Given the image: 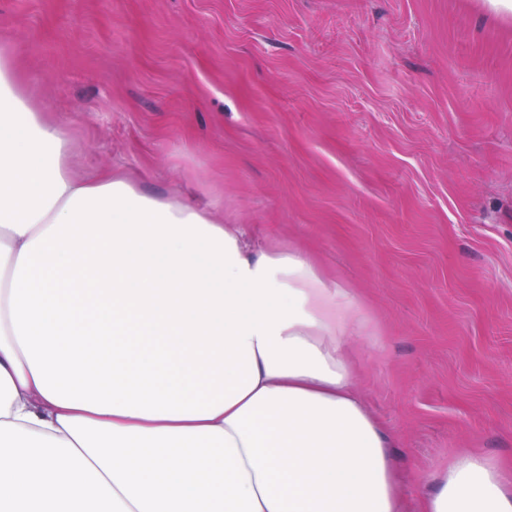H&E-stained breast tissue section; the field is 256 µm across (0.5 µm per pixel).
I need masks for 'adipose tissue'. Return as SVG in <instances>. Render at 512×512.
Masks as SVG:
<instances>
[{
    "label": "adipose tissue",
    "instance_id": "obj_1",
    "mask_svg": "<svg viewBox=\"0 0 512 512\" xmlns=\"http://www.w3.org/2000/svg\"><path fill=\"white\" fill-rule=\"evenodd\" d=\"M0 55V512H406L356 390L361 303L210 206L84 176ZM419 512H512L492 455Z\"/></svg>",
    "mask_w": 512,
    "mask_h": 512
}]
</instances>
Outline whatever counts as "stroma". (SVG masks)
<instances>
[{"label": "stroma", "instance_id": "1", "mask_svg": "<svg viewBox=\"0 0 512 512\" xmlns=\"http://www.w3.org/2000/svg\"><path fill=\"white\" fill-rule=\"evenodd\" d=\"M88 171L307 250L372 318L357 388L427 487L512 463V16L483 0H0Z\"/></svg>", "mask_w": 512, "mask_h": 512}]
</instances>
